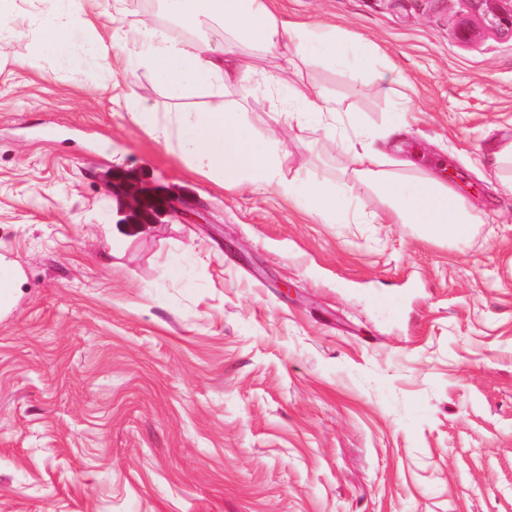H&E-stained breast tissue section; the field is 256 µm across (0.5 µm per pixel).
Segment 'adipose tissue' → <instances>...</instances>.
Instances as JSON below:
<instances>
[{"mask_svg":"<svg viewBox=\"0 0 512 512\" xmlns=\"http://www.w3.org/2000/svg\"><path fill=\"white\" fill-rule=\"evenodd\" d=\"M88 2L60 0V10L42 20L38 40L19 42V53L48 55L66 67L91 60L130 78L147 69L178 107L162 112L133 101L127 105L130 117L195 170L217 179L227 190H273L318 217L352 210L351 198L337 182L287 178L281 141L259 139L239 114L255 99L264 78L252 57H270L285 66L338 64L367 73L374 67V49L367 41L350 39L322 23L289 20L278 0H162L169 14L195 29L194 38L173 36L145 21L125 24L117 12L112 16V38L106 42L86 35ZM214 31L221 34V42L212 41ZM194 89L207 90L205 108L180 107V100ZM292 96L291 102L274 108V122L302 113L316 116L329 128L343 123L347 134L340 148L353 178L384 201L387 223L411 225L419 237L435 242L453 244L472 235L478 216L441 179L426 173L402 178L386 170V156L374 145L377 134L361 113L341 112L336 100L318 86H294Z\"/></svg>","mask_w":512,"mask_h":512,"instance_id":"ef3b65f1","label":"adipose tissue"}]
</instances>
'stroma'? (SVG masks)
Here are the masks:
<instances>
[{
    "instance_id": "1",
    "label": "stroma",
    "mask_w": 512,
    "mask_h": 512,
    "mask_svg": "<svg viewBox=\"0 0 512 512\" xmlns=\"http://www.w3.org/2000/svg\"><path fill=\"white\" fill-rule=\"evenodd\" d=\"M56 0L0 27V254L25 272L0 316V512H512V40L457 36L466 0H283L392 60L318 84L387 130L481 216L464 243L386 224L334 136L292 127L282 169L358 197L326 222L189 169L130 119L174 106L146 70L16 60ZM196 205L121 223L113 177Z\"/></svg>"
}]
</instances>
